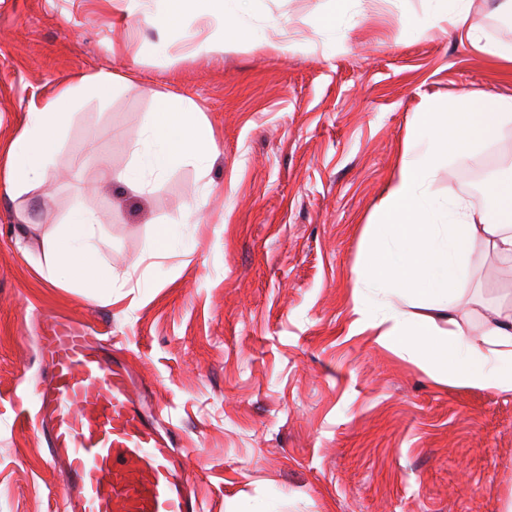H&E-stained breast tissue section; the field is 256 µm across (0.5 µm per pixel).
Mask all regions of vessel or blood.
I'll return each mask as SVG.
<instances>
[{"instance_id":"vessel-or-blood-1","label":"vessel or blood","mask_w":512,"mask_h":512,"mask_svg":"<svg viewBox=\"0 0 512 512\" xmlns=\"http://www.w3.org/2000/svg\"><path fill=\"white\" fill-rule=\"evenodd\" d=\"M47 369L37 421L62 477L64 512H202L184 449L162 435L137 395L138 382L82 320L39 325Z\"/></svg>"}]
</instances>
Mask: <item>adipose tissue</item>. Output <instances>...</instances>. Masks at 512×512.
Masks as SVG:
<instances>
[{
    "instance_id": "ef3b65f1",
    "label": "adipose tissue",
    "mask_w": 512,
    "mask_h": 512,
    "mask_svg": "<svg viewBox=\"0 0 512 512\" xmlns=\"http://www.w3.org/2000/svg\"><path fill=\"white\" fill-rule=\"evenodd\" d=\"M438 20L447 22L460 42L495 58L512 70V47L489 40L471 20L474 0H438ZM112 71L100 69L59 84L51 94L32 100L27 119L8 144H0V184L18 197L53 177L52 164L75 99L85 92L112 89ZM468 107L470 150L512 129V96L472 91L456 102L425 103L415 113L417 126L430 131L426 143L405 138L402 157L386 183L368 224L370 239L353 289L351 330L370 333L395 353L408 356L432 380L458 387L512 393V311L488 309L480 334H472L458 302L469 283L468 246L481 244L502 263L512 264V177L488 185L489 208L459 200L441 208L425 195L448 149L453 104ZM211 142L190 105L181 97L160 99L148 113L136 164L113 176L101 163L104 181L120 179L144 191L145 176L160 177L185 164L204 163ZM65 231L45 236L42 248L49 272L78 284L98 272L94 251L98 220L83 206H73ZM397 297L405 308L390 306Z\"/></svg>"
}]
</instances>
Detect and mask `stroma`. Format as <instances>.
Segmentation results:
<instances>
[{"mask_svg":"<svg viewBox=\"0 0 512 512\" xmlns=\"http://www.w3.org/2000/svg\"><path fill=\"white\" fill-rule=\"evenodd\" d=\"M244 0L232 28L194 0L179 26L127 0H0V142L31 99L112 70L62 135L50 190L0 188V512H58L61 478L35 419L41 321H89L138 377L159 427L187 449L204 512H507L512 394L435 383L355 334L352 293L369 215L414 112L470 90L512 95V73L434 21L435 0ZM294 50L282 51L283 43ZM213 134L201 164L144 193L101 183L130 169L159 96ZM512 173V135L441 162L427 189L486 205ZM82 205L99 226L98 279L44 275L41 240ZM192 223H182L188 209ZM173 247L152 259L159 228ZM29 243L28 251L16 245ZM460 307L482 329L512 305V269L470 256Z\"/></svg>","mask_w":512,"mask_h":512,"instance_id":"1","label":"stroma"}]
</instances>
